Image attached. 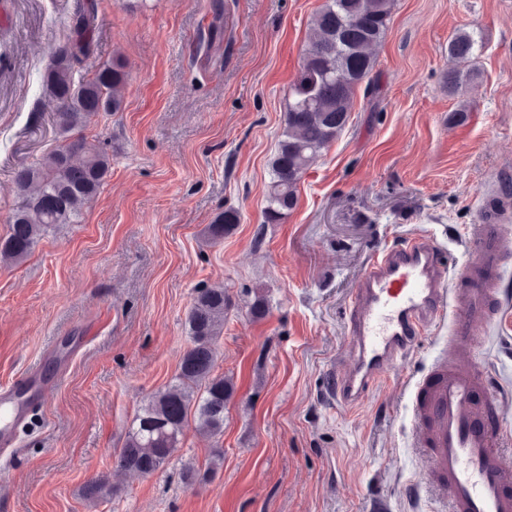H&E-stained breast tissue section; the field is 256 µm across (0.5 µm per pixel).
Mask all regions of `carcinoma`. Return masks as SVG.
Here are the masks:
<instances>
[{
	"instance_id": "obj_1",
	"label": "carcinoma",
	"mask_w": 512,
	"mask_h": 512,
	"mask_svg": "<svg viewBox=\"0 0 512 512\" xmlns=\"http://www.w3.org/2000/svg\"><path fill=\"white\" fill-rule=\"evenodd\" d=\"M395 0H324L309 25L308 45L288 101L285 125L271 161L264 223L278 224L297 203L298 186L322 152L345 131L357 88L376 92V48L384 41ZM97 4L86 0L63 45L41 75L43 95L53 104L58 144L38 162L15 170L21 203L13 212L9 234L0 238V264L25 261L45 236L80 221L85 205L111 173L107 153L74 135L91 117L119 112L124 102V65L113 60L92 75L83 63L94 49ZM480 48L470 31L459 28L448 39L453 63L444 76L448 95L474 82L470 66ZM239 222L234 210L218 215L206 237L217 243ZM230 298L221 284L196 289L187 323L191 346L174 380L152 394L131 421L120 449V467L151 475L176 455L180 437L191 424L212 437L224 434V409L234 395L231 379L215 373L219 338ZM112 486L99 478L84 496L105 501Z\"/></svg>"
}]
</instances>
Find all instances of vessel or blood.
Listing matches in <instances>:
<instances>
[{"label": "vessel or blood", "mask_w": 512, "mask_h": 512, "mask_svg": "<svg viewBox=\"0 0 512 512\" xmlns=\"http://www.w3.org/2000/svg\"><path fill=\"white\" fill-rule=\"evenodd\" d=\"M468 259L452 257L426 237L379 252L354 290L347 311L349 358L334 377L336 402L355 407L384 374L407 358L429 329L447 324L429 371L409 393L411 447L417 448L432 491L445 495L446 512H512V469L501 461L512 430L498 418L500 396L472 353L476 327L501 307L504 244L499 224L480 216L466 239ZM48 382L35 373L0 389V447Z\"/></svg>", "instance_id": "obj_1"}]
</instances>
